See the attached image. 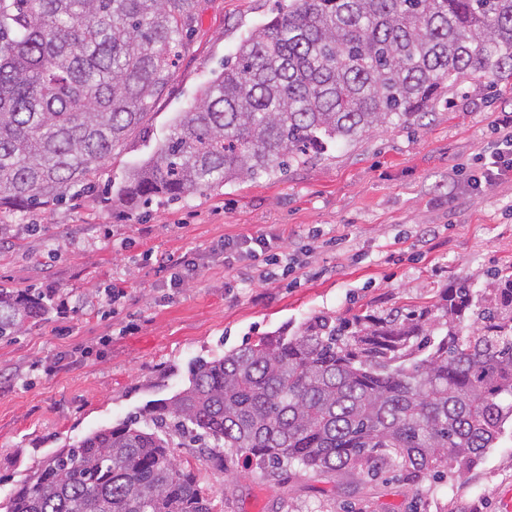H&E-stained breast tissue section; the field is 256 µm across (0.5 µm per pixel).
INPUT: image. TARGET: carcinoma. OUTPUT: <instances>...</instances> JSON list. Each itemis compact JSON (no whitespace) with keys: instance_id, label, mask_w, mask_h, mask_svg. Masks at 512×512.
<instances>
[{"instance_id":"carcinoma-1","label":"carcinoma","mask_w":512,"mask_h":512,"mask_svg":"<svg viewBox=\"0 0 512 512\" xmlns=\"http://www.w3.org/2000/svg\"><path fill=\"white\" fill-rule=\"evenodd\" d=\"M199 13L200 0H0V206L93 191ZM476 74L512 77V0H289L110 194L139 208L282 174L423 118ZM41 296L0 286V339L43 318ZM472 301L463 280L436 317L318 315L200 358L180 393L56 450L6 512H213L176 448L413 480L472 465L512 420V275Z\"/></svg>"}]
</instances>
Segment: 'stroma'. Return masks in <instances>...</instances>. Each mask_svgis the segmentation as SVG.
Listing matches in <instances>:
<instances>
[{
  "instance_id": "obj_1",
  "label": "stroma",
  "mask_w": 512,
  "mask_h": 512,
  "mask_svg": "<svg viewBox=\"0 0 512 512\" xmlns=\"http://www.w3.org/2000/svg\"><path fill=\"white\" fill-rule=\"evenodd\" d=\"M280 0H202L192 48L154 100L144 132L106 158L99 190L70 205L0 207V285L67 300L0 339V504L57 449L136 416L189 384L200 358L259 337L292 334L309 317L440 315L458 280L489 287L512 273V181L473 194L512 113V90L465 78L422 125H391L281 176L244 179L149 211L106 201V188L153 156L177 112L234 59L242 40L277 14ZM267 235L273 261L225 258L227 240ZM201 262L183 287L170 267ZM120 283L125 295L111 301ZM177 457L216 512H512V421L471 469L413 481L273 470L225 451Z\"/></svg>"
}]
</instances>
